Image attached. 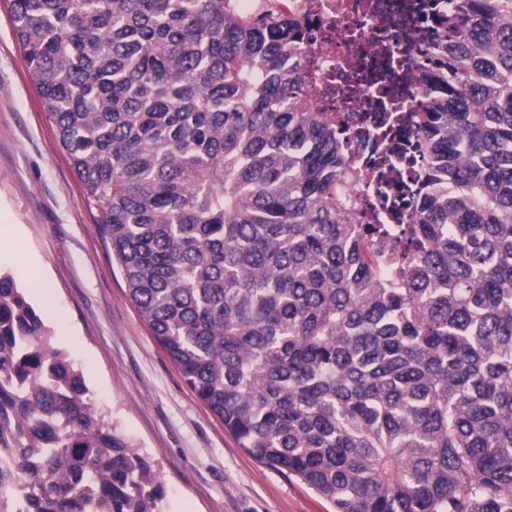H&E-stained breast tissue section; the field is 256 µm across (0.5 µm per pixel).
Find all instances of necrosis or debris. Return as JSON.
Listing matches in <instances>:
<instances>
[{
	"label": "necrosis or debris",
	"instance_id": "1",
	"mask_svg": "<svg viewBox=\"0 0 512 512\" xmlns=\"http://www.w3.org/2000/svg\"><path fill=\"white\" fill-rule=\"evenodd\" d=\"M289 5L308 30L300 55L305 98L312 111L346 126L349 152L364 171L344 192L379 223H389L378 196L375 159L394 148L412 178L425 157L423 133L402 116L415 108L412 80L430 72V47L440 30L436 17L447 13L449 0H290Z\"/></svg>",
	"mask_w": 512,
	"mask_h": 512
}]
</instances>
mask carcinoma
<instances>
[{
  "label": "carcinoma",
  "instance_id": "1",
  "mask_svg": "<svg viewBox=\"0 0 512 512\" xmlns=\"http://www.w3.org/2000/svg\"><path fill=\"white\" fill-rule=\"evenodd\" d=\"M9 2L129 299L238 447L334 512H512V0L448 11L406 224L343 198L356 172L301 100L296 15ZM163 498L0 273V512Z\"/></svg>",
  "mask_w": 512,
  "mask_h": 512
}]
</instances>
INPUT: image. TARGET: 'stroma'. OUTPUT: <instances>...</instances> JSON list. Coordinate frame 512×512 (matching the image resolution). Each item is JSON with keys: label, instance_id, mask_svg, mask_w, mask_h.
<instances>
[{"label": "stroma", "instance_id": "35a3bbf8", "mask_svg": "<svg viewBox=\"0 0 512 512\" xmlns=\"http://www.w3.org/2000/svg\"><path fill=\"white\" fill-rule=\"evenodd\" d=\"M61 151L0 0V271L13 275L83 372L96 407L151 464L163 512H333L298 478L245 454L130 301ZM41 273L40 296L29 286Z\"/></svg>", "mask_w": 512, "mask_h": 512}]
</instances>
